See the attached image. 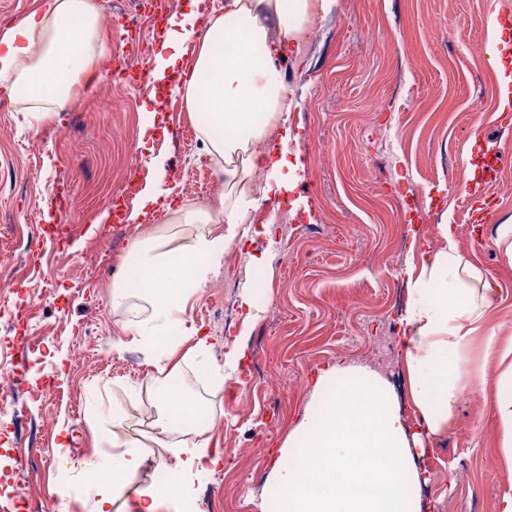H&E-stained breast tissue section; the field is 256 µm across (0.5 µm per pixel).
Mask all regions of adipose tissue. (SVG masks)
<instances>
[{"instance_id": "ef3b65f1", "label": "adipose tissue", "mask_w": 512, "mask_h": 512, "mask_svg": "<svg viewBox=\"0 0 512 512\" xmlns=\"http://www.w3.org/2000/svg\"><path fill=\"white\" fill-rule=\"evenodd\" d=\"M191 0L190 10L171 17L151 72L153 82H174L201 116L199 132L207 157L224 177L218 206L182 203L172 213L178 224L199 230L187 242L176 235L146 232L132 240L135 267L150 276L142 296L149 315L127 324V332L146 347L171 337L163 353L172 359L181 343L191 353L208 350L184 314L190 293L205 284L224 255L239 247L240 227L262 202L293 187L302 168L288 144L300 141L285 114L294 107L284 80L285 59L296 54L317 14L331 12L335 0H224L213 15ZM204 35H197V28ZM201 44L193 65L182 62V48L193 36ZM112 35L101 25L96 0H43L0 35V79L9 100L40 96L48 106L25 112V125L51 119L70 99L80 76L111 55ZM443 246L421 255L399 318V346L409 401L418 420L409 424L400 398L379 376L330 364L312 385L314 396L330 394L327 410L308 404L297 416L267 481L279 512H429L419 488L418 453L429 437L447 431L463 383L476 367L470 356L474 336L483 355L500 368L501 388L493 413L501 430L502 459L512 467V339L485 331L493 283L460 253L450 225L441 227ZM192 415L188 409L160 408L152 440L172 449L169 438ZM191 449L173 451L169 481L140 490L135 512H157L160 501L178 500L194 512V476L209 441L208 428L193 431ZM306 451L290 453L296 440ZM112 465L101 469L87 460L96 477L93 512H112L128 475L144 458L134 445L113 438Z\"/></svg>"}]
</instances>
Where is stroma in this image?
Here are the masks:
<instances>
[{"mask_svg":"<svg viewBox=\"0 0 512 512\" xmlns=\"http://www.w3.org/2000/svg\"><path fill=\"white\" fill-rule=\"evenodd\" d=\"M135 2L99 0L106 22L122 17L149 39L143 65L150 69L160 46L157 22ZM507 14L512 0H336L311 24L287 68L295 102L288 124L304 129L305 168L285 217L270 236L260 223L247 225L246 247L232 252L241 275L230 281L216 273L188 299V318L209 337L225 294L239 300L249 293L266 304L258 319L241 317L226 347L230 354L247 348L237 375L220 376L224 362L213 350L181 365L180 392L217 421L199 464V512H276L267 475L311 400L318 368L339 361L387 380L403 376L391 313L407 301L408 225L433 252L443 244L441 225L454 224L464 258L495 281L491 329L512 337V259L497 244L512 226V111L501 103L512 58L482 51L504 41L499 19ZM127 50L113 39L111 60L51 120L22 129L14 111L0 112V216L12 218L0 223V268L27 263L22 237L35 233L43 242L17 291L0 292V309L20 298L36 308L18 324V340L0 346V361L26 358L25 338L43 340L38 364L11 383L0 405V449L27 450L12 480L52 512H91L84 461L103 459L113 435L131 441L150 427L142 408L153 393L155 356L127 341L123 325L134 314L112 302V284L139 233L136 224L111 220L128 153L140 157V187L154 183L156 158L165 187L179 198L185 184L215 176L188 147L186 127L199 116L184 94L169 95L164 108L150 99L147 83L112 99L110 76ZM155 112L162 127L141 137ZM71 122L84 154L76 162L61 133ZM486 148L508 162L484 187L494 218L478 243L465 188ZM60 209L71 240L66 256L56 257L44 216ZM267 250L276 253L272 270L251 269V254ZM499 374L488 362L482 378L466 384L448 433L428 445L421 495L438 500L440 512H495L499 486L512 479L493 415ZM52 458L67 467L70 499L57 494Z\"/></svg>","mask_w":512,"mask_h":512,"instance_id":"35a3bbf8","label":"stroma"}]
</instances>
